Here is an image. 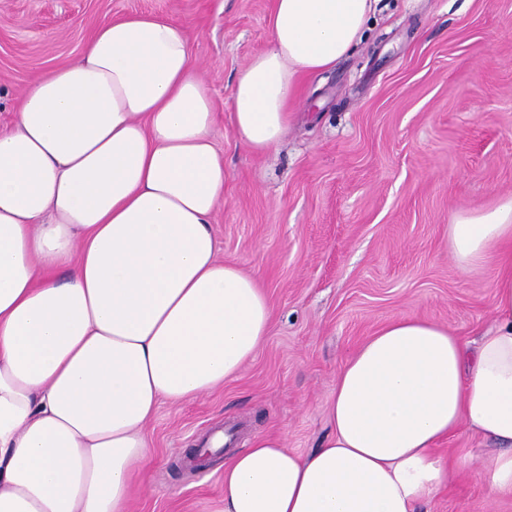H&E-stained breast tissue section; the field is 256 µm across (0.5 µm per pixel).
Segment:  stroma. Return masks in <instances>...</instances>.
Instances as JSON below:
<instances>
[{"label":"stroma","mask_w":512,"mask_h":512,"mask_svg":"<svg viewBox=\"0 0 512 512\" xmlns=\"http://www.w3.org/2000/svg\"><path fill=\"white\" fill-rule=\"evenodd\" d=\"M273 0H0V131L33 73L76 60L104 20L152 13L183 23L216 112L224 204L220 260L254 275L272 309L255 358L211 394L162 402L150 425L157 463L131 512H212L224 459L181 461L232 431L235 449L282 436L305 455L330 432L343 365L396 318L472 340L494 321V262L459 269L448 226L512 198V0H380L363 43L306 78L280 147L255 155L229 112L245 62L265 49ZM468 453L424 512H512L485 478L491 444L467 429L441 452Z\"/></svg>","instance_id":"obj_1"}]
</instances>
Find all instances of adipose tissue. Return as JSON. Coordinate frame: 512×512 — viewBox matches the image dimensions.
I'll list each match as a JSON object with an SVG mask.
<instances>
[{
  "instance_id": "adipose-tissue-1",
  "label": "adipose tissue",
  "mask_w": 512,
  "mask_h": 512,
  "mask_svg": "<svg viewBox=\"0 0 512 512\" xmlns=\"http://www.w3.org/2000/svg\"><path fill=\"white\" fill-rule=\"evenodd\" d=\"M379 0H273L269 43L241 69L230 126L276 149L308 75L363 41ZM215 114L185 28L153 14L99 24L80 58L35 76L0 133V512H128L162 402L235 380L271 306L217 256L224 202ZM463 270L495 259L494 323L467 348L400 318L341 369L331 433L307 455L255 437L224 462L215 512H417L491 440L512 497V198L448 227Z\"/></svg>"
}]
</instances>
